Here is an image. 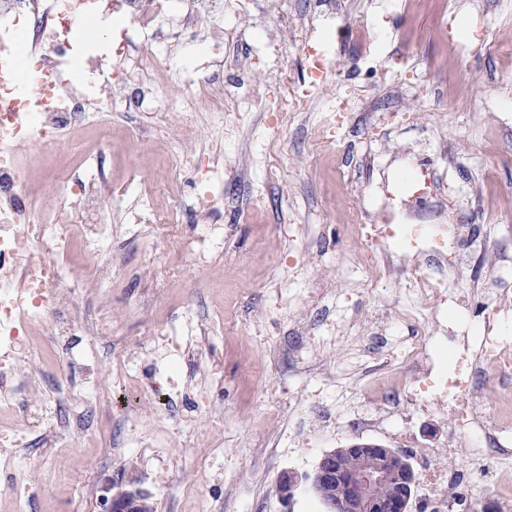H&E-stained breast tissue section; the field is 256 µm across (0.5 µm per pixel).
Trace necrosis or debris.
<instances>
[{
  "instance_id": "1",
  "label": "necrosis or debris",
  "mask_w": 512,
  "mask_h": 512,
  "mask_svg": "<svg viewBox=\"0 0 512 512\" xmlns=\"http://www.w3.org/2000/svg\"><path fill=\"white\" fill-rule=\"evenodd\" d=\"M214 12V0H124L122 20L104 53L80 52L70 34L73 17H101L100 0H0V413L12 423L0 422V447L17 448L28 433L40 431L46 446H59L57 429L68 417L90 411L95 399L90 382L75 386V374L87 372L83 357L68 354L57 383L47 396L7 392L8 384L28 385L19 344L35 325L49 326L59 344L78 335L81 306L72 289L66 263L72 246L71 228L81 227V244L89 260L88 273L97 283L112 277L101 257L112 249V227L102 214L129 195L130 185L115 184L102 158L94 157L82 169L58 178L60 206L51 220L34 217L25 195L19 157L30 141L54 145L63 133L86 125H103L115 112H139L152 107L159 119L173 112L194 111L207 101L212 112L224 110L229 91L224 85L225 64L241 63L237 28H211L202 33L200 22ZM176 23L199 48L212 52L220 69L198 75L194 63L174 56L164 34V22ZM142 43L149 59L147 82L133 84L127 61L135 43ZM50 71L49 82L18 87L20 71ZM180 75L184 92L176 101H155L153 85L162 75ZM223 202L210 192L197 193L194 234L180 245L206 254L224 243V227L216 214ZM359 247L351 256L373 283L386 282L397 268L407 272L410 301L400 308L398 321L407 335L382 353V369L394 390L424 407L447 400L456 436L466 438L479 467L493 471L486 488L512 512V346L490 335L492 319L512 309V299L497 290V265H489L476 284L486 292L481 320L472 335L453 338L451 375L432 377L426 367L431 339L442 305H465L453 282L463 274L458 249L474 240L468 224H441L436 230L407 231L401 224L350 225ZM448 268L436 276L429 260Z\"/></svg>"
}]
</instances>
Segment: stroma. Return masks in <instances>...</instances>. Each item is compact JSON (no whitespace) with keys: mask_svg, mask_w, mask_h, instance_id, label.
Returning a JSON list of instances; mask_svg holds the SVG:
<instances>
[{"mask_svg":"<svg viewBox=\"0 0 512 512\" xmlns=\"http://www.w3.org/2000/svg\"><path fill=\"white\" fill-rule=\"evenodd\" d=\"M294 28L286 47L274 48L278 30L247 42L250 69L267 110L237 106L224 115V251L216 259L194 252L168 255L155 224L126 234L127 219L151 192L169 207L172 176L194 170V155H174L181 127L206 128L205 108L172 113L169 123L146 112L112 118V139L95 128L65 134L51 151L27 147L20 158L29 199L40 216L58 202L55 174L82 166L86 156L106 159L113 180L135 179L122 207L107 212L112 235V285L85 291L87 320L109 322L119 337L84 341L81 349L99 391L87 431L61 447L32 440L15 463L0 461V477L19 467L30 488V512H98L105 485H135L157 512H283L276 491L286 470L312 471L326 451L352 439L383 443L411 454L417 470L428 452L446 446L452 427L446 409L412 411L392 406L387 420L355 425L375 407L368 391L376 374L351 362L377 352L371 337L346 334L349 321L390 322L403 302L401 273L380 288L365 285L364 271L345 257L355 248L345 224L359 212L380 223L384 188H397L409 165L424 164L433 196L418 205L440 224L468 217L480 225L489 252L473 263L460 288L472 285L483 265L512 267V0H287ZM366 23L383 32L375 55L355 36L335 35L343 23ZM315 40L333 73L305 111L274 113L287 91L310 83L305 42ZM347 103L351 114L328 143L324 103ZM262 196L253 211L247 198ZM175 260L180 272L159 282L152 264ZM177 307L210 326L208 338L180 336L190 350L179 384L183 406L166 413L154 402L118 399L123 381L111 371L127 342L139 345L133 370L141 385L159 380L156 363L167 330L166 311ZM19 352L33 359L43 392L63 361L47 327L36 326ZM111 440H99V429ZM467 494L455 512H480L486 475L472 468L471 450L449 460ZM184 484L189 491L172 494Z\"/></svg>","mask_w":512,"mask_h":512,"instance_id":"35a3bbf8","label":"stroma"}]
</instances>
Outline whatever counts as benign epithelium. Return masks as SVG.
<instances>
[{"instance_id": "obj_1", "label": "benign epithelium", "mask_w": 512, "mask_h": 512, "mask_svg": "<svg viewBox=\"0 0 512 512\" xmlns=\"http://www.w3.org/2000/svg\"><path fill=\"white\" fill-rule=\"evenodd\" d=\"M347 458L353 460L352 465L344 464ZM303 483L321 512H409L419 473L398 449L357 438L345 448L324 452L310 474L281 473V502L292 506ZM387 483L399 486L400 493L391 498L379 496V486ZM146 496L138 487L121 489L101 499L100 512H137L138 499Z\"/></svg>"}]
</instances>
